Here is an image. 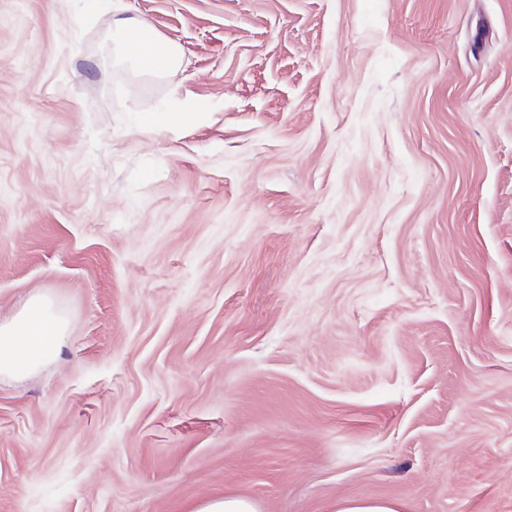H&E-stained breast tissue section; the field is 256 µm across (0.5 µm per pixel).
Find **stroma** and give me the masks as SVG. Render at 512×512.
<instances>
[{
  "label": "stroma",
  "instance_id": "35a3bbf8",
  "mask_svg": "<svg viewBox=\"0 0 512 512\" xmlns=\"http://www.w3.org/2000/svg\"><path fill=\"white\" fill-rule=\"evenodd\" d=\"M83 9L0 0V512H512V0ZM109 38L116 51L128 57L139 74L162 77L182 66L179 45L161 37L145 20L115 19ZM195 114L193 112H157L150 116L147 122L155 129H169L190 123L195 119ZM66 332L64 316L45 295L30 297L11 320L0 323V376L22 377L60 352ZM196 512H259L256 503L246 497L227 494L208 500ZM402 512L398 504L381 501L345 500L336 504L333 512Z\"/></svg>",
  "mask_w": 512,
  "mask_h": 512
}]
</instances>
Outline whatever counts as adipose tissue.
I'll return each instance as SVG.
<instances>
[{"instance_id":"1","label":"adipose tissue","mask_w":512,"mask_h":512,"mask_svg":"<svg viewBox=\"0 0 512 512\" xmlns=\"http://www.w3.org/2000/svg\"><path fill=\"white\" fill-rule=\"evenodd\" d=\"M110 40L128 57L137 73L162 77L183 63L179 45L161 37L146 21H113ZM66 332L64 316L53 310L47 297L35 294L11 320L0 323V376L22 377L60 352Z\"/></svg>"}]
</instances>
